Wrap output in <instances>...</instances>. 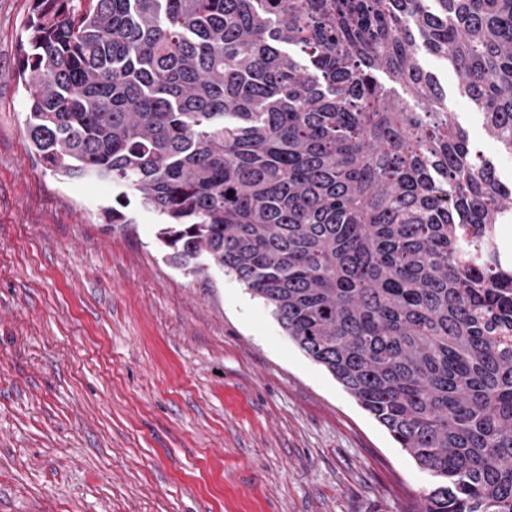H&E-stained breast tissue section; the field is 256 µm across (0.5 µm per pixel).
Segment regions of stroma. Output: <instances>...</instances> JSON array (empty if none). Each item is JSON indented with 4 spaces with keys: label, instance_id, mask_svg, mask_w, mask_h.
Wrapping results in <instances>:
<instances>
[{
    "label": "stroma",
    "instance_id": "1",
    "mask_svg": "<svg viewBox=\"0 0 512 512\" xmlns=\"http://www.w3.org/2000/svg\"><path fill=\"white\" fill-rule=\"evenodd\" d=\"M0 0V512H415L430 476L235 277L165 261L160 219L44 169ZM512 180L452 67L423 55Z\"/></svg>",
    "mask_w": 512,
    "mask_h": 512
}]
</instances>
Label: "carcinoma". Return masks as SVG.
<instances>
[{"instance_id":"cac0c4a2","label":"carcinoma","mask_w":512,"mask_h":512,"mask_svg":"<svg viewBox=\"0 0 512 512\" xmlns=\"http://www.w3.org/2000/svg\"><path fill=\"white\" fill-rule=\"evenodd\" d=\"M20 79L46 169L162 219L166 261L261 299L432 477L418 512H512V0H34ZM400 86L389 90L379 75ZM422 62L448 92V112H452L459 125L465 129L472 147L478 153H483V157L492 160L503 181L510 183L512 156L499 153L495 141L485 132L482 114L462 93L459 78L452 67L446 61L426 53L422 55Z\"/></svg>"}]
</instances>
